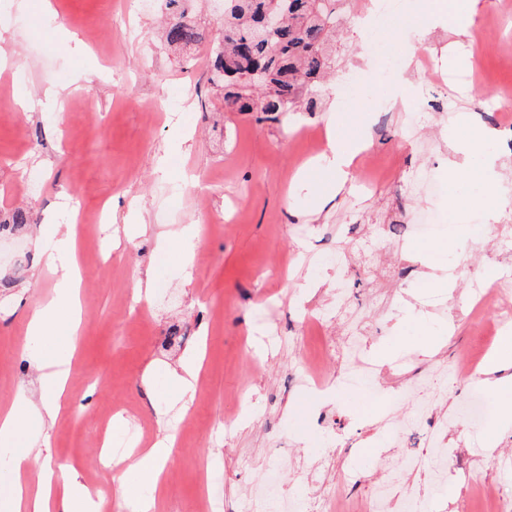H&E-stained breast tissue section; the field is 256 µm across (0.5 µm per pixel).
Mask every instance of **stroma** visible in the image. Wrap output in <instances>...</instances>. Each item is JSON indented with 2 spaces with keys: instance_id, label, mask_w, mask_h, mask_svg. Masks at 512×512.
<instances>
[{
  "instance_id": "35a3bbf8",
  "label": "stroma",
  "mask_w": 512,
  "mask_h": 512,
  "mask_svg": "<svg viewBox=\"0 0 512 512\" xmlns=\"http://www.w3.org/2000/svg\"><path fill=\"white\" fill-rule=\"evenodd\" d=\"M57 16L40 15L38 0H0V27L8 31V67L0 72V220L26 210L29 224L0 241V409L19 393L38 398L41 366L26 335L33 308L49 299L55 279L38 267L34 236L45 224L77 225L83 326L71 363L68 403L42 436L46 445L29 467L57 473L77 469L88 485L115 494L124 466L100 465L97 442L102 419L121 418L125 426L113 442L135 432L150 443L166 430L176 438L166 463L159 512H199L211 491L212 466L224 474V512H238L244 487L268 470L279 469L283 494L305 498L316 486L282 469L288 457L330 462L323 487L336 490L346 512H369V493L380 478L378 455L388 442L365 437L377 412L397 400L403 384L385 379L372 393L341 386L339 364L326 350L342 330L329 318L336 287H343L369 326L365 354L383 350L388 360L409 358L413 369L453 366L459 352L485 343L478 324L459 314L466 307L474 275L499 259L512 273V253L501 251L496 230L455 241L459 226L484 224L475 198L482 184L469 170L449 175L448 142L461 136L459 116L474 125L498 128L511 116L492 89L512 85V67L501 56L512 53V6L506 0H480L476 23L485 24L493 44L472 32L475 58L463 69L449 58L454 41L447 27L435 28L423 52L414 57L416 100L424 104L418 140H410L401 104L376 112L390 100L392 75L363 53L366 15L375 0H342L336 31V63L320 84L317 108L291 112L279 121L238 112L210 85L208 45L191 54L170 50L161 37L157 4L141 0H52ZM70 32L89 49L81 54L62 40ZM362 68L369 95L372 145L358 156L345 188L321 208L295 175L325 142L303 139L305 129L325 130L334 111L337 87ZM90 73L91 82L80 79ZM65 83L61 106L22 111L15 85L42 94L48 83ZM181 122L189 141L172 136ZM170 171H156L160 156ZM384 165L376 186L363 190L367 157ZM437 180L436 196L412 195L417 174ZM468 199L455 209L450 196ZM117 199L109 221L98 224L100 202ZM437 211L438 232L406 240L403 250L386 248L400 225L420 211ZM141 222L172 229L195 225L190 265L176 250L157 249L152 236L121 241L109 256L97 257L114 227ZM382 243L378 265L360 258L354 240ZM156 270V291L135 301L137 279ZM434 281L446 296L447 318L421 310L404 318L422 293L421 278ZM316 282V293L303 288ZM323 315L313 328L310 317ZM204 350V377L190 407L175 402L166 372L182 358ZM331 381L306 395L297 379L310 356ZM483 424L460 420L448 429V447L461 467L449 477L452 498L426 490L428 512H461L462 464L480 445ZM360 463L357 481L341 482L339 471Z\"/></svg>"
}]
</instances>
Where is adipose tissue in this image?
<instances>
[{
  "instance_id": "1",
  "label": "adipose tissue",
  "mask_w": 512,
  "mask_h": 512,
  "mask_svg": "<svg viewBox=\"0 0 512 512\" xmlns=\"http://www.w3.org/2000/svg\"><path fill=\"white\" fill-rule=\"evenodd\" d=\"M478 0H463L454 14H447L439 0H423L417 13L405 19L401 28L417 43H424L431 29L450 24L456 34H469L477 14ZM369 118L361 112L337 113L329 124L326 149L310 165L316 173L317 201L336 195L346 184L354 160L367 150ZM43 262L56 274L53 297L37 305L28 321L29 336L52 348L55 358L70 360L69 341L82 326L81 275L76 262L75 228L70 224L43 227L36 241ZM512 333L500 338V351L487 361L483 373L486 382L501 391L496 419L486 429L488 446H495L499 434L512 429V396L506 392L512 383ZM69 373L58 371L42 375L38 401L18 395L14 404L0 412V446L13 449L9 479L0 485V512H105L106 502L82 483L77 474L58 477L53 470L28 479V462L41 452L39 434L60 415L65 404ZM173 438L164 435L148 447L129 455L127 478L117 490V497L131 512H156L159 489Z\"/></svg>"
}]
</instances>
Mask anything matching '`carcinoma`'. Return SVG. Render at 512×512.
Masks as SVG:
<instances>
[{
	"mask_svg": "<svg viewBox=\"0 0 512 512\" xmlns=\"http://www.w3.org/2000/svg\"><path fill=\"white\" fill-rule=\"evenodd\" d=\"M195 0H165L175 9L166 43L188 51L205 41ZM338 0H224V32L212 42L210 84L238 112H261L276 121L312 103L318 81L335 62ZM276 13L280 23L263 24Z\"/></svg>",
	"mask_w": 512,
	"mask_h": 512,
	"instance_id": "cac0c4a2",
	"label": "carcinoma"
}]
</instances>
